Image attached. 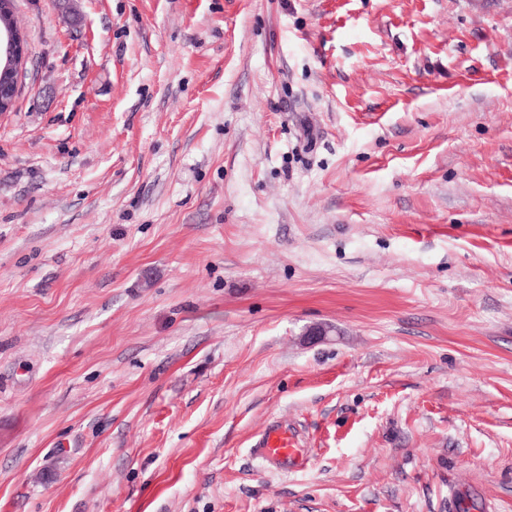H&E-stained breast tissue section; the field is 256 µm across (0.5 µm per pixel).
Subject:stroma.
Instances as JSON below:
<instances>
[{"label":"stroma","mask_w":512,"mask_h":512,"mask_svg":"<svg viewBox=\"0 0 512 512\" xmlns=\"http://www.w3.org/2000/svg\"><path fill=\"white\" fill-rule=\"evenodd\" d=\"M16 6L0 512H512V0ZM256 451L265 460L286 471L305 468L308 457L298 434L288 427L271 426L256 443Z\"/></svg>","instance_id":"1"}]
</instances>
